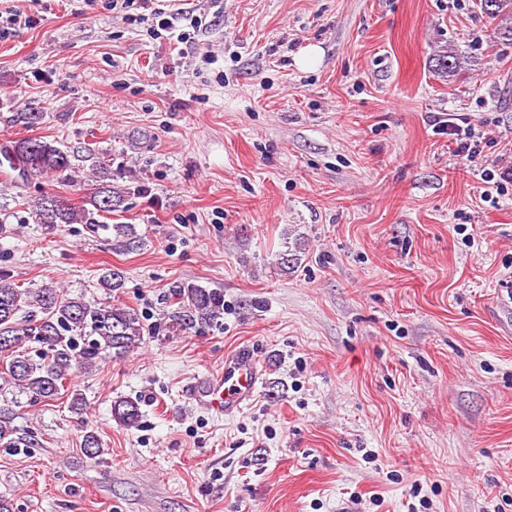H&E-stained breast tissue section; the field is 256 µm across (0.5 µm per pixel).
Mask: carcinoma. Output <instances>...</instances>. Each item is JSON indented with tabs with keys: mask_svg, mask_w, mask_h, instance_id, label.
<instances>
[{
	"mask_svg": "<svg viewBox=\"0 0 512 512\" xmlns=\"http://www.w3.org/2000/svg\"><path fill=\"white\" fill-rule=\"evenodd\" d=\"M480 10L498 20L497 39L512 42V0H480ZM463 56L454 45L436 55L437 70L448 76L461 70ZM71 152L43 137L22 138L8 150V158L18 163L24 175L45 176L71 167ZM123 190L107 184L72 206L55 195H44L35 205L37 222L49 229L61 224H96L98 216L119 207ZM112 242L119 249H130L139 242L134 225H112ZM124 275L109 269L99 278L105 293L120 290ZM172 297L178 306L171 314L170 327L178 333L217 325L224 319V296L195 284H177ZM0 336H8L12 348H0L5 368L3 384L28 397L31 406L61 395L69 376L88 373L105 356L120 357L143 343V325L132 308L114 304L111 298L86 301L68 297L61 288L46 284L21 288L0 274ZM112 413L128 429L139 425L141 401L124 397L114 402ZM31 440L19 434L14 414L0 406V446L28 448Z\"/></svg>",
	"mask_w": 512,
	"mask_h": 512,
	"instance_id": "obj_1",
	"label": "carcinoma"
}]
</instances>
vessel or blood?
<instances>
[{
	"label": "vessel or blood",
	"mask_w": 512,
	"mask_h": 512,
	"mask_svg": "<svg viewBox=\"0 0 512 512\" xmlns=\"http://www.w3.org/2000/svg\"><path fill=\"white\" fill-rule=\"evenodd\" d=\"M261 382L256 351L242 346L225 356L223 370L195 377L184 391L197 408L215 417L230 418L253 399Z\"/></svg>",
	"instance_id": "vessel-or-blood-1"
}]
</instances>
